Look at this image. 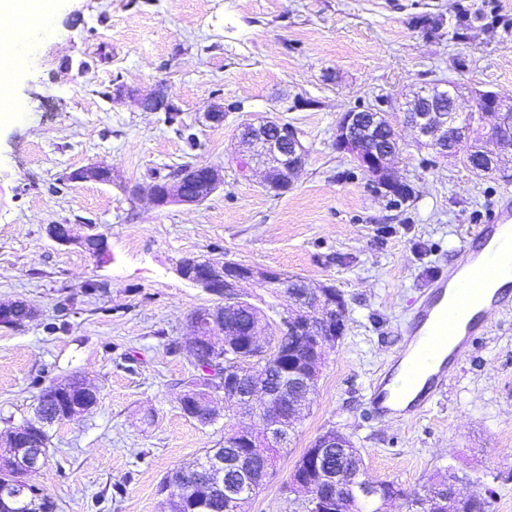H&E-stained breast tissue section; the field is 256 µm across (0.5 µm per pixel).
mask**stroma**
<instances>
[{"instance_id": "35a3bbf8", "label": "stroma", "mask_w": 512, "mask_h": 512, "mask_svg": "<svg viewBox=\"0 0 512 512\" xmlns=\"http://www.w3.org/2000/svg\"><path fill=\"white\" fill-rule=\"evenodd\" d=\"M10 66L23 111H0V304L23 300L37 314L0 328V449L45 382L80 377L98 393L90 413L49 430L32 481L55 512H163L166 475L222 446L225 424L258 427L242 414L203 425L180 409L194 359L177 345L190 313L214 302L177 275L190 255L331 285L347 302L311 408L245 512H292L289 474L329 428L359 448L370 479L413 492L450 466L475 479L489 512H512V309L420 417H381L368 404L417 301L512 194V178L478 176L402 126L394 174L412 192L396 203L333 146L344 112L382 100L400 112L441 83L462 90L463 112L479 91L512 98V0H52ZM159 83L176 124L112 100L115 85L146 93ZM217 104L223 124L207 123ZM265 116L297 127L307 148L281 192L233 163L238 126ZM93 163L111 166V182H69ZM197 163L224 168L223 187L200 204L130 195ZM50 224L102 235L110 260L53 242Z\"/></svg>"}]
</instances>
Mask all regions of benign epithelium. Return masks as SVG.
Listing matches in <instances>:
<instances>
[{"label":"benign epithelium","mask_w":512,"mask_h":512,"mask_svg":"<svg viewBox=\"0 0 512 512\" xmlns=\"http://www.w3.org/2000/svg\"><path fill=\"white\" fill-rule=\"evenodd\" d=\"M123 96L145 111L151 110L152 103L167 99L161 87L146 94H125L121 91L116 94L118 98ZM459 97L457 88H436L413 94L400 115L381 109L346 112L336 125L334 148L349 156L369 178L377 193L387 197L397 196L405 186L391 175L393 161L400 149L396 130L399 122L412 128L427 145L443 156L465 150L478 127L493 137L496 143L481 150L484 163L476 169V173L505 172L503 160L512 158V99L504 100L491 91L477 93L472 111L479 114V121L470 124L459 118L456 108ZM240 137L253 148L250 157L236 159V163L242 164V176H248L253 162H261L265 165L266 187L273 191H284L302 172L306 147L300 131L294 125L267 119L250 121L241 126ZM190 171L203 172V189L207 194L189 196L180 181L170 179L153 181L144 188L137 186L132 189V194L145 190L160 207L174 202L199 204L224 185L222 166L193 165ZM71 178L74 182L109 183L112 181V171L94 165L73 172ZM48 234L61 245L86 242V238L77 236L69 224H50ZM176 272L205 293L224 297V303L231 307H255L242 294L244 283L253 281L262 286L269 283L288 285L286 274L277 270L261 269L231 260L217 265L200 256L179 260ZM300 285L306 288L301 299L290 302L279 320L252 325L247 336L250 350L263 346L271 336L297 337L303 345L301 366L288 375V380L308 389L318 380L326 354L335 349L340 339L346 304L330 285L312 287L304 281ZM188 327L192 338L186 344L189 350L193 348V340L201 335L211 341L221 336L224 344H229L224 320L210 309L193 314ZM258 400L262 403L260 427L256 431L236 432L237 444L252 446L260 440L285 445L288 421L298 415L300 406L289 404L288 396L272 389L267 383V375L255 372L251 359L246 355L230 361L222 355L211 359L208 371H199V381L185 386L179 403L200 405V420L209 422L219 415L220 404L250 415ZM96 403L97 393L79 379L67 384L50 382L43 387L37 400V411L44 422L55 424L91 411ZM39 426L38 422L22 423L9 431L7 450L0 454V459L8 456L11 448H29L31 452L25 458L17 459L16 473L11 476L8 485L0 489V512H17L19 503L31 493L29 475L41 471L47 463L31 431V428ZM346 439L342 432L329 429L315 439L311 455L318 460L329 451H343L347 448ZM232 465L234 462L224 460V456L215 455L206 468V475L211 483L224 489V498L235 503L244 496L241 488L251 484V475L238 468L235 482H224L225 467ZM291 493L295 494L294 502L305 512H327L333 500L331 496L321 498L316 495L314 484L303 478L291 482Z\"/></svg>","instance_id":"obj_1"}]
</instances>
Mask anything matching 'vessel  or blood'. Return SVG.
<instances>
[{
    "mask_svg": "<svg viewBox=\"0 0 512 512\" xmlns=\"http://www.w3.org/2000/svg\"><path fill=\"white\" fill-rule=\"evenodd\" d=\"M506 267L512 268V196L508 194L467 235L419 301L400 349L382 380L372 387L370 403L376 414L398 410L393 402L400 394L391 382L399 373L411 382L424 379L425 384L398 411L410 418L425 411L439 383L471 343L490 328L496 315L512 306V285L492 291L480 284L485 275H500Z\"/></svg>",
    "mask_w": 512,
    "mask_h": 512,
    "instance_id": "vessel-or-blood-1",
    "label": "vessel or blood"
}]
</instances>
